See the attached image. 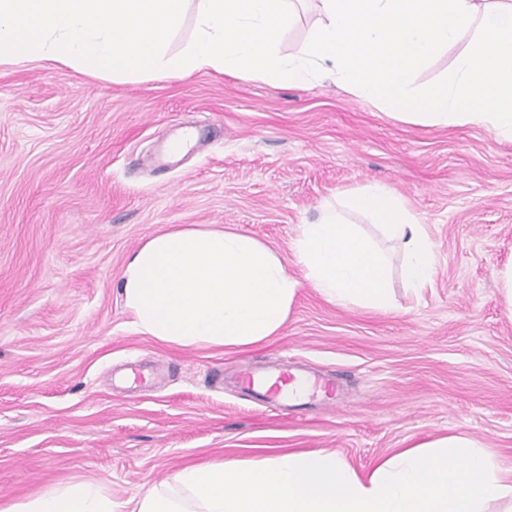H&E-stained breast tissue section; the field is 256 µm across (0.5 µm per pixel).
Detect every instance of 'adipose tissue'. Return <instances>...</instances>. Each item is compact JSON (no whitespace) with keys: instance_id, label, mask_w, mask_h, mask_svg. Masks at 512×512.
<instances>
[{"instance_id":"adipose-tissue-1","label":"adipose tissue","mask_w":512,"mask_h":512,"mask_svg":"<svg viewBox=\"0 0 512 512\" xmlns=\"http://www.w3.org/2000/svg\"><path fill=\"white\" fill-rule=\"evenodd\" d=\"M344 203L397 243L410 288L432 285L435 243L402 198L371 182L347 193ZM293 253L296 276L245 232L177 226L154 234L129 257L118 277L120 294L141 334L183 349L240 348L276 335L304 281L343 308L392 310L386 257L335 207L298 225ZM0 512H512V478L478 441L448 434L411 445L365 473L333 452H292L188 466L125 502L81 481Z\"/></svg>"}]
</instances>
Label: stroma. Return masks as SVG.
Listing matches in <instances>:
<instances>
[{
	"label": "stroma",
	"instance_id": "35a3bbf8",
	"mask_svg": "<svg viewBox=\"0 0 512 512\" xmlns=\"http://www.w3.org/2000/svg\"><path fill=\"white\" fill-rule=\"evenodd\" d=\"M184 129L195 144L167 158ZM374 180L431 234V288L394 277L384 314L305 284L282 330L242 349L135 330L117 278L151 235L232 226L289 260L320 204ZM511 260L512 143L485 129L402 121L328 79L0 65V503L77 481L124 501L257 448L333 451L365 472L451 432L512 469V319L496 281ZM285 366L338 394L277 411L239 384Z\"/></svg>",
	"mask_w": 512,
	"mask_h": 512
}]
</instances>
